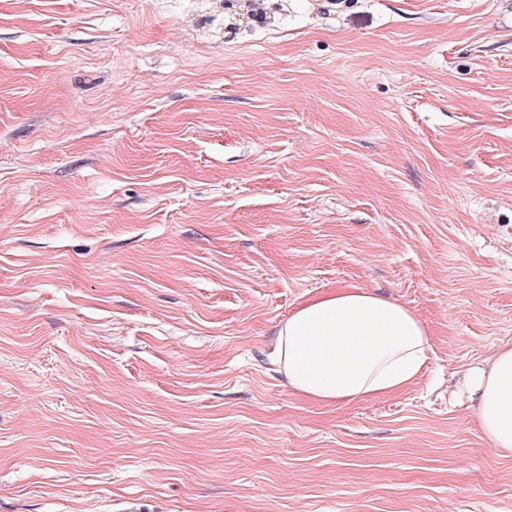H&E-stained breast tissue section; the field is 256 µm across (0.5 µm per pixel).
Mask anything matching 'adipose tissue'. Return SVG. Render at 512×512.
Wrapping results in <instances>:
<instances>
[{
	"mask_svg": "<svg viewBox=\"0 0 512 512\" xmlns=\"http://www.w3.org/2000/svg\"><path fill=\"white\" fill-rule=\"evenodd\" d=\"M428 331L406 305L361 288L306 301L275 332L278 371L288 388L323 404L391 395L421 374ZM484 438L512 455V345L464 376Z\"/></svg>",
	"mask_w": 512,
	"mask_h": 512,
	"instance_id": "adipose-tissue-1",
	"label": "adipose tissue"
}]
</instances>
